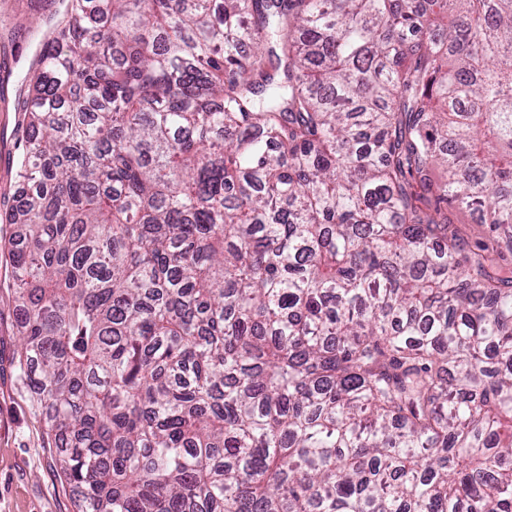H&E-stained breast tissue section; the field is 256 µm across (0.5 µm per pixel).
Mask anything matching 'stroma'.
Listing matches in <instances>:
<instances>
[{
	"label": "stroma",
	"mask_w": 512,
	"mask_h": 512,
	"mask_svg": "<svg viewBox=\"0 0 512 512\" xmlns=\"http://www.w3.org/2000/svg\"><path fill=\"white\" fill-rule=\"evenodd\" d=\"M62 10V0H0V247L22 232L4 218L23 201L15 172L28 137L22 119L34 39ZM19 319L11 269L0 254V512H77L54 439L16 374Z\"/></svg>",
	"instance_id": "35a3bbf8"
}]
</instances>
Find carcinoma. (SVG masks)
<instances>
[{
	"label": "carcinoma",
	"instance_id": "carcinoma-1",
	"mask_svg": "<svg viewBox=\"0 0 512 512\" xmlns=\"http://www.w3.org/2000/svg\"><path fill=\"white\" fill-rule=\"evenodd\" d=\"M28 93L78 512H512V0H67Z\"/></svg>",
	"mask_w": 512,
	"mask_h": 512
}]
</instances>
